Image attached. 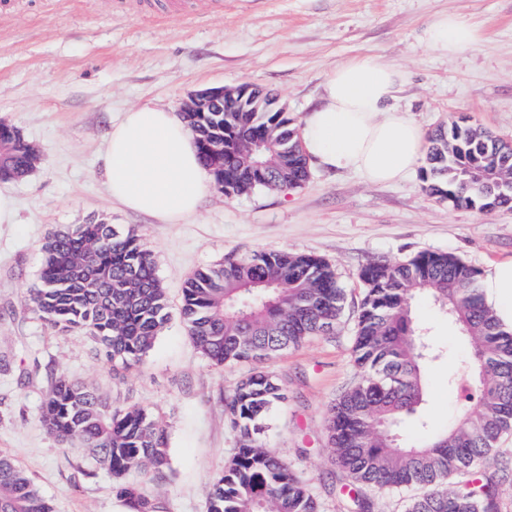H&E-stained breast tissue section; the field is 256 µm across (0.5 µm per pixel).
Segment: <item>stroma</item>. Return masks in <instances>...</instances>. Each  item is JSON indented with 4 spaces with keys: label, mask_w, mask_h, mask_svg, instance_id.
<instances>
[{
    "label": "stroma",
    "mask_w": 512,
    "mask_h": 512,
    "mask_svg": "<svg viewBox=\"0 0 512 512\" xmlns=\"http://www.w3.org/2000/svg\"><path fill=\"white\" fill-rule=\"evenodd\" d=\"M164 0H0V122L36 145L41 160L22 181L0 183L10 214L0 221V451L12 456L56 512H117L112 476L80 442L59 444L42 427L46 368L89 383L112 401L151 410L169 434L171 469L132 474L166 512H205L214 477L239 445L224 400L247 367L212 366L181 316L182 288L195 270L256 250L327 259L346 290L336 334L268 364L287 402L270 415L267 441L292 461L324 512H346L344 479L326 434L330 405L359 372L351 359L361 267L444 251L477 270L512 257V208L482 212L429 196L419 173L392 185L312 166L297 188H258L232 198L210 192L198 213L160 224L115 205L102 174L114 124L129 108L179 110L187 96L243 83L273 91L295 120L320 101L326 73L358 54L377 53L406 74L395 104L425 133L480 125L512 140V0H195L185 20L161 19ZM476 24L477 44L452 57L430 50L423 31L438 15ZM105 220L136 229L156 261L169 318L136 368L113 372L92 336L62 332L28 298L40 246L56 228ZM416 317L443 352L426 368V428L455 417L466 346L424 298Z\"/></svg>",
    "instance_id": "1"
}]
</instances>
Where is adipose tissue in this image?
I'll return each instance as SVG.
<instances>
[{"label": "adipose tissue", "instance_id": "adipose-tissue-1", "mask_svg": "<svg viewBox=\"0 0 512 512\" xmlns=\"http://www.w3.org/2000/svg\"><path fill=\"white\" fill-rule=\"evenodd\" d=\"M428 47L451 56L477 42L474 25L443 14L424 30ZM404 76L378 54H362L327 73L319 104L303 119L309 161L358 174L370 184L395 183L418 167L424 133L410 116L389 105ZM113 201L124 209L178 224L199 209L209 188L195 136L174 112L144 104L113 126L105 159ZM487 306L512 331V258L493 262L480 278Z\"/></svg>", "mask_w": 512, "mask_h": 512}]
</instances>
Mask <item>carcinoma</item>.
<instances>
[{
    "label": "carcinoma",
    "mask_w": 512,
    "mask_h": 512,
    "mask_svg": "<svg viewBox=\"0 0 512 512\" xmlns=\"http://www.w3.org/2000/svg\"><path fill=\"white\" fill-rule=\"evenodd\" d=\"M184 121L199 141L202 166L224 196L257 187H298L309 178L301 130L281 112H194ZM40 154L0 129V179L18 181ZM482 165L497 173L490 189L472 179ZM424 189L455 206L512 207V149L473 127L437 130L421 169ZM42 267L30 303L54 326L92 336L112 369L140 365L168 319L154 258L134 230L106 222L67 226L41 245ZM364 295L355 313L351 357L359 380L331 405L326 432L347 512H373L370 493L423 486L405 512H504L512 501V457L496 443L512 432V332L485 305L480 273L446 252L371 260L360 269ZM424 295L457 328L466 368L478 373L441 433L406 440L403 424L425 427L423 371L441 355L412 315ZM345 291L333 266L303 253L257 250L194 272L183 288L182 315L199 352L214 366L246 364L225 411L241 444L213 481L206 512H322L309 485L265 439L269 413L287 400L267 364L342 321ZM41 423L64 444L79 438L112 472V491L130 512H161L158 502L124 480L169 467L168 436L154 414L116 406L92 388L51 376ZM0 512H55L31 478L0 452Z\"/></svg>",
    "instance_id": "1"
}]
</instances>
